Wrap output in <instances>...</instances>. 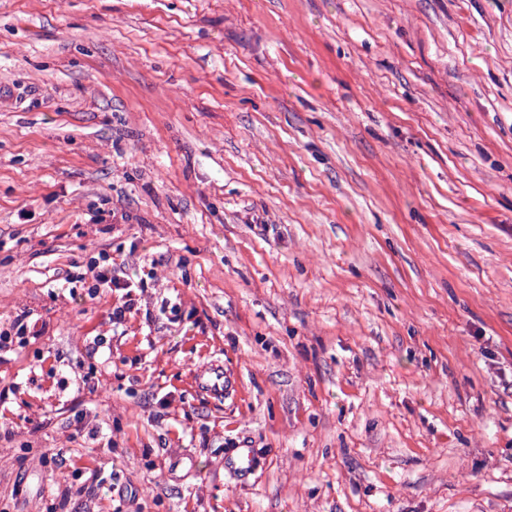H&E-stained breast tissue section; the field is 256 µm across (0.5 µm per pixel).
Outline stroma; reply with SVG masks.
<instances>
[{
    "label": "stroma",
    "mask_w": 512,
    "mask_h": 512,
    "mask_svg": "<svg viewBox=\"0 0 512 512\" xmlns=\"http://www.w3.org/2000/svg\"><path fill=\"white\" fill-rule=\"evenodd\" d=\"M21 313L7 512H512V0H0ZM92 278V285L87 289V295L93 299L101 290V288H110L112 291L127 290L125 295L131 296L130 288H137L138 286L129 278H121L112 264L110 263H94L89 268ZM113 288V289H112ZM193 383L200 392L214 398L228 396L238 388L237 379L216 362L194 371ZM255 466V451L248 444H238L224 459V467L234 473L244 475L250 473Z\"/></svg>",
    "instance_id": "35a3bbf8"
}]
</instances>
